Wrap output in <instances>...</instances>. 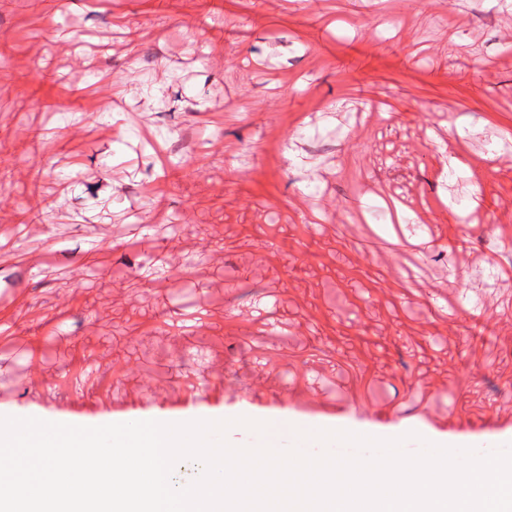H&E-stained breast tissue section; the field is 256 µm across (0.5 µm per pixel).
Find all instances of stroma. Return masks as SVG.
Masks as SVG:
<instances>
[{"label":"stroma","mask_w":512,"mask_h":512,"mask_svg":"<svg viewBox=\"0 0 512 512\" xmlns=\"http://www.w3.org/2000/svg\"><path fill=\"white\" fill-rule=\"evenodd\" d=\"M511 23L0 0V416L512 443Z\"/></svg>","instance_id":"1"}]
</instances>
